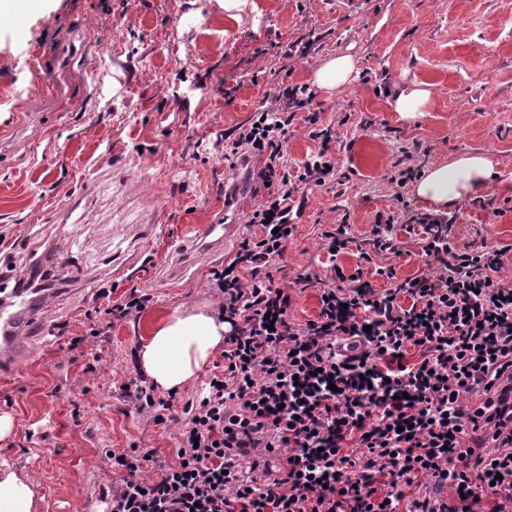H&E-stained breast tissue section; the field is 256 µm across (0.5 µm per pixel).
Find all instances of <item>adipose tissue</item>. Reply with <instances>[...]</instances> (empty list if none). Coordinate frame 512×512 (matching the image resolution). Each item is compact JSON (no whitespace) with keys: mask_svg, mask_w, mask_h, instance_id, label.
<instances>
[{"mask_svg":"<svg viewBox=\"0 0 512 512\" xmlns=\"http://www.w3.org/2000/svg\"><path fill=\"white\" fill-rule=\"evenodd\" d=\"M356 71L353 56L339 54L314 73L317 89L331 94L349 85ZM496 178L492 162L468 152L445 164L429 167L413 185L415 195L440 213L448 203L490 185ZM224 345V324L212 311L171 316L155 325L139 350L140 368L164 391H178ZM36 483L23 470L0 469V512H36Z\"/></svg>","mask_w":512,"mask_h":512,"instance_id":"adipose-tissue-1","label":"adipose tissue"}]
</instances>
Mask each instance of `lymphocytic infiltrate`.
Returning a JSON list of instances; mask_svg holds the SVG:
<instances>
[{"instance_id": "1", "label": "lymphocytic infiltrate", "mask_w": 512, "mask_h": 512, "mask_svg": "<svg viewBox=\"0 0 512 512\" xmlns=\"http://www.w3.org/2000/svg\"><path fill=\"white\" fill-rule=\"evenodd\" d=\"M313 99L308 87L283 86L276 106L221 148L228 161L262 157L254 178L265 186L234 258L210 271L223 297L222 362L183 405L176 453L156 460L153 478L136 449L106 451L117 476L106 512H512V281L499 276L511 249H458L445 216L406 202L401 217L375 216L369 243L401 254L391 231L402 220L438 277L400 280L381 266L392 286L377 289L363 267L338 264L357 241L331 226L321 247L332 284L315 318H288L293 296L276 286L273 263L304 209L300 186L336 175L333 134ZM297 111L319 146L292 170L283 144ZM99 295L104 305L70 349L137 320L153 299L137 286L115 304L110 286ZM120 390L154 425L171 421L173 399L144 377ZM264 452L277 456L275 477L248 463Z\"/></svg>"}]
</instances>
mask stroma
<instances>
[{
	"mask_svg": "<svg viewBox=\"0 0 512 512\" xmlns=\"http://www.w3.org/2000/svg\"><path fill=\"white\" fill-rule=\"evenodd\" d=\"M193 16L199 25L183 26ZM106 19L112 28L98 33ZM295 42L308 51L279 55ZM338 54L354 57V82L315 95L334 136L336 181L305 190L297 233L275 262L276 285L317 279L295 297L297 323L316 316L329 278L322 229L343 224L361 241L376 213L398 214L405 200L425 211L397 187L401 170L486 155L499 180L448 207L450 236L460 249L512 248V0H249L236 16L224 0H0V254L59 267L64 283L42 316L76 336L100 285L111 284L115 302L134 285L153 296L110 336L75 351L63 340L35 346L22 371L0 377V414L14 422L0 465L32 474L41 512L99 506L113 482L106 450L173 458L177 422H149L119 386L136 375L153 323L222 301L209 272L240 239L208 252L189 230L211 222L232 186L233 218L245 226L259 199L247 173L262 160L232 167L213 144L274 103L281 84H311ZM41 69L54 94H27ZM417 81L431 84L433 101L407 122L390 103ZM392 233L402 254L373 255V266L416 274L418 238L398 223Z\"/></svg>",
	"mask_w": 512,
	"mask_h": 512,
	"instance_id": "1",
	"label": "stroma"
}]
</instances>
